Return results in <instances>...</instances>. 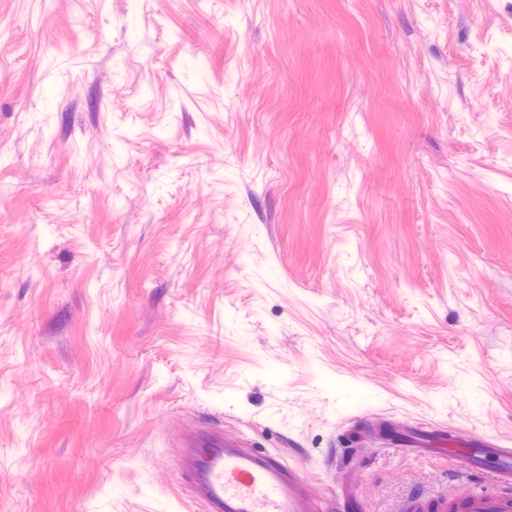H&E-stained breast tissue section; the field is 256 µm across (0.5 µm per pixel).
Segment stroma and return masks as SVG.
Returning <instances> with one entry per match:
<instances>
[{"instance_id": "35a3bbf8", "label": "stroma", "mask_w": 512, "mask_h": 512, "mask_svg": "<svg viewBox=\"0 0 512 512\" xmlns=\"http://www.w3.org/2000/svg\"><path fill=\"white\" fill-rule=\"evenodd\" d=\"M363 419L512 448V0H0V512H203L194 422L482 488Z\"/></svg>"}]
</instances>
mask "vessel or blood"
I'll return each mask as SVG.
<instances>
[{
  "instance_id": "b4317fda",
  "label": "vessel or blood",
  "mask_w": 512,
  "mask_h": 512,
  "mask_svg": "<svg viewBox=\"0 0 512 512\" xmlns=\"http://www.w3.org/2000/svg\"><path fill=\"white\" fill-rule=\"evenodd\" d=\"M399 447L486 470L489 489L459 501L443 502L444 512H512V450L482 435L449 434L420 421H394L380 432ZM203 449L186 457L182 472L192 498L204 512H314L310 482L275 455L249 448L246 440L196 425L183 439Z\"/></svg>"
}]
</instances>
